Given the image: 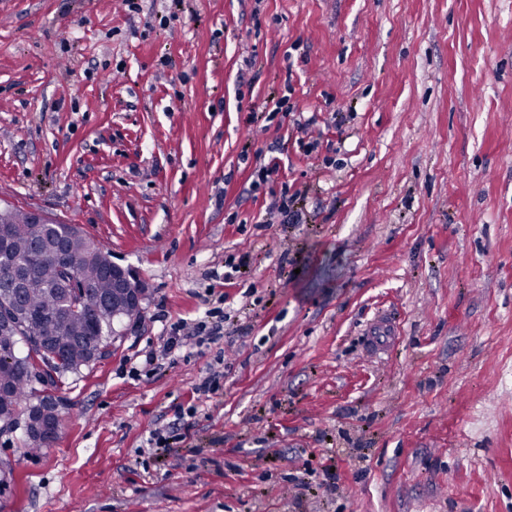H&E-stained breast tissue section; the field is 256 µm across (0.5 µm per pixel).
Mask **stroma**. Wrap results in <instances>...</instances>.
<instances>
[{
	"mask_svg": "<svg viewBox=\"0 0 512 512\" xmlns=\"http://www.w3.org/2000/svg\"><path fill=\"white\" fill-rule=\"evenodd\" d=\"M138 3L0 0V207L147 287L37 385L56 439L0 434V512H512V0ZM211 290L221 339L129 376ZM281 216L284 220H288L289 224H298L300 221L298 213L289 208L288 192L283 191L279 200L270 204L266 210L265 218L262 223L272 224L276 216Z\"/></svg>",
	"mask_w": 512,
	"mask_h": 512,
	"instance_id": "stroma-1",
	"label": "stroma"
}]
</instances>
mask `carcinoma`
Here are the masks:
<instances>
[{
  "mask_svg": "<svg viewBox=\"0 0 512 512\" xmlns=\"http://www.w3.org/2000/svg\"><path fill=\"white\" fill-rule=\"evenodd\" d=\"M45 224L29 212L0 215V434L22 430L25 447L49 445L38 435L36 415L55 406L32 407L33 360L54 373L77 372L112 343V261L84 238L54 252Z\"/></svg>",
  "mask_w": 512,
  "mask_h": 512,
  "instance_id": "1",
  "label": "carcinoma"
}]
</instances>
